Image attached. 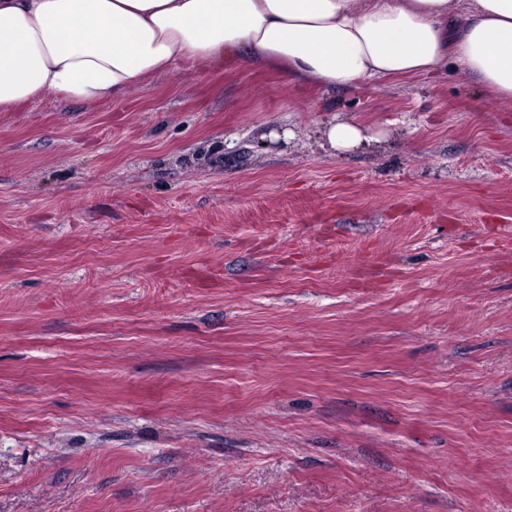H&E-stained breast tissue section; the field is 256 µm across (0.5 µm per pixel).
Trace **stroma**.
<instances>
[{"label": "stroma", "instance_id": "1", "mask_svg": "<svg viewBox=\"0 0 512 512\" xmlns=\"http://www.w3.org/2000/svg\"><path fill=\"white\" fill-rule=\"evenodd\" d=\"M0 512H512V107L228 67L0 112ZM321 139V145L335 151L336 154L351 152L371 140L357 124L344 120L336 121V118L321 131Z\"/></svg>", "mask_w": 512, "mask_h": 512}]
</instances>
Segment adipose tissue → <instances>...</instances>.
<instances>
[{
    "label": "adipose tissue",
    "instance_id": "obj_1",
    "mask_svg": "<svg viewBox=\"0 0 512 512\" xmlns=\"http://www.w3.org/2000/svg\"><path fill=\"white\" fill-rule=\"evenodd\" d=\"M228 65L332 89L453 68L512 104V0H0V112Z\"/></svg>",
    "mask_w": 512,
    "mask_h": 512
}]
</instances>
